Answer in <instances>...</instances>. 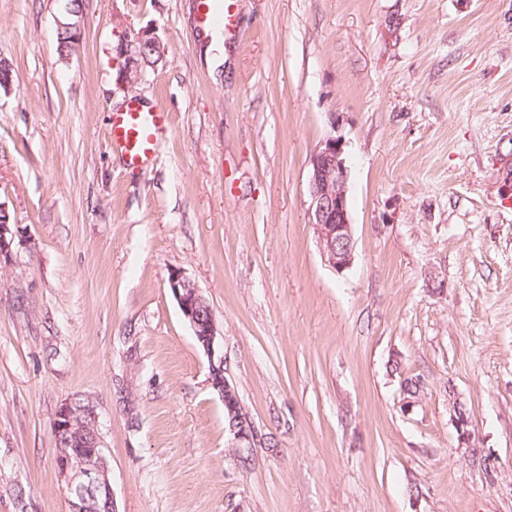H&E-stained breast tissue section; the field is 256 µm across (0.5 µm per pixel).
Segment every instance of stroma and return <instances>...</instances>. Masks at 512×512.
<instances>
[{
    "label": "stroma",
    "mask_w": 512,
    "mask_h": 512,
    "mask_svg": "<svg viewBox=\"0 0 512 512\" xmlns=\"http://www.w3.org/2000/svg\"><path fill=\"white\" fill-rule=\"evenodd\" d=\"M67 8L0 0V512H69L75 398L119 512H512V0H242L219 71L195 0H85L64 59ZM146 26L165 53L129 93L116 49ZM132 96L170 120L147 167L108 137ZM330 136L341 275L308 222ZM173 271L262 437L247 463ZM72 17H76L77 19L72 22V18L69 19V22H58V44H59V54L62 58H68L70 55L73 45L79 41L81 35V28L79 22V14L77 12L69 13ZM341 140L327 138L310 156L308 222L324 261L343 274L352 264L355 242L348 207L349 166Z\"/></svg>",
    "instance_id": "35a3bbf8"
}]
</instances>
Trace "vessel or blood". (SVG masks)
<instances>
[{
	"mask_svg": "<svg viewBox=\"0 0 512 512\" xmlns=\"http://www.w3.org/2000/svg\"><path fill=\"white\" fill-rule=\"evenodd\" d=\"M239 0H197V32L208 35L222 31L234 37L238 26ZM166 131L164 113L143 109L140 102L131 101L125 111L111 115L110 139L113 153L126 165L142 167L154 159L156 145Z\"/></svg>",
	"mask_w": 512,
	"mask_h": 512,
	"instance_id": "b4317fda",
	"label": "vessel or blood"
}]
</instances>
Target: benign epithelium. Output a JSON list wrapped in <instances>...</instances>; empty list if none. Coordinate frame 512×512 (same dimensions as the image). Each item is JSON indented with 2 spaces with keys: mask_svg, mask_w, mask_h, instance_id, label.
I'll use <instances>...</instances> for the list:
<instances>
[{
  "mask_svg": "<svg viewBox=\"0 0 512 512\" xmlns=\"http://www.w3.org/2000/svg\"><path fill=\"white\" fill-rule=\"evenodd\" d=\"M72 22H58L59 54L66 59L81 35L79 13L70 12ZM163 51L160 38L153 28L144 27L125 44L129 66L137 69L145 61L144 49ZM307 192L309 197L308 223L313 225L319 251L324 261L338 274L352 264L355 242L348 207L347 185L349 166L344 157L341 140L327 138L310 156ZM5 209L0 207V261L9 255L14 236L12 225L2 219ZM169 288L189 323L197 343L204 350L209 363V379L221 396L228 412L229 434L236 447L255 446L257 433L250 426L233 384L227 377L224 353L216 343L213 318H205L210 306L199 288L179 272L168 278ZM73 400L62 403L53 418V429L58 439L55 463L64 489L68 494L71 512H119L109 479L105 446L97 428V415L81 417Z\"/></svg>",
  "mask_w": 512,
  "mask_h": 512,
  "instance_id": "benign-epithelium-1",
  "label": "benign epithelium"
}]
</instances>
